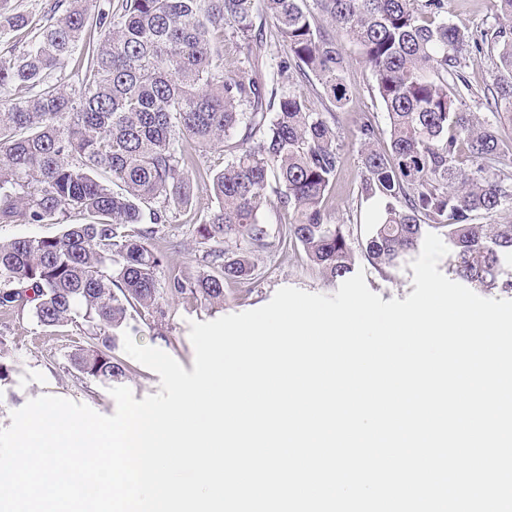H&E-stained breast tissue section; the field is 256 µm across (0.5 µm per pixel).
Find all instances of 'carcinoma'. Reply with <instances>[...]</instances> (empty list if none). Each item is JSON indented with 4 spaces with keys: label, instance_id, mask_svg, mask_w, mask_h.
<instances>
[{
    "label": "carcinoma",
    "instance_id": "cac0c4a2",
    "mask_svg": "<svg viewBox=\"0 0 512 512\" xmlns=\"http://www.w3.org/2000/svg\"><path fill=\"white\" fill-rule=\"evenodd\" d=\"M9 2L0 0V224L64 228L0 241V312L85 327L93 343L69 358L79 378L129 377L115 355L120 334L168 314L154 240L173 211L202 240L224 243L203 256L217 273H168L182 299L224 306V288L253 279L264 252L299 247L329 282L352 272L350 229L328 220L340 117L313 109L297 84L348 103L347 43L389 120L380 147L375 117L354 118L358 195L379 212L364 260L389 278L439 232L457 279L512 290V224L475 222L512 204V174L498 168L501 127L512 124V0H495L493 121L466 107L464 61L482 45L448 23L447 0H313L328 29L307 0H50L38 17ZM258 18L274 22L280 53H267ZM219 145L224 167L199 166ZM198 186L215 200L202 215ZM268 206L288 215L274 232L260 219ZM73 211L85 222L65 223Z\"/></svg>",
    "mask_w": 512,
    "mask_h": 512
}]
</instances>
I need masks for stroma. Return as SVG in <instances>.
<instances>
[{
  "label": "stroma",
  "instance_id": "obj_1",
  "mask_svg": "<svg viewBox=\"0 0 512 512\" xmlns=\"http://www.w3.org/2000/svg\"><path fill=\"white\" fill-rule=\"evenodd\" d=\"M494 0H448V21L456 27L473 33L478 39H490L495 20ZM464 74L470 81L474 95L468 98L471 111L490 117L487 101L491 97L496 66L489 52H471L466 58ZM353 96L339 108L343 137V164L336 176L332 192L331 223L348 225L351 242L364 239L375 222V206L360 201L358 196L361 168L358 144L353 136V118L359 112H371L380 130V143L389 140L387 113L378 99L371 74L360 62H353L345 74ZM156 244L165 251L169 267L192 275L205 273L202 256L206 249L195 226L184 223L182 216L170 214ZM355 270L365 273V280L372 292L383 301L405 299L414 290L410 267H403L390 278H383L364 259H357ZM283 287H295L311 293L331 295L338 286L326 282L317 271L310 269L300 257L285 258L265 255L259 261V274L248 283L230 286L224 291V305L217 308L200 302L172 304L165 319L159 321L157 330L140 327L135 332L137 344L159 348L185 370H192L194 347L189 338L190 324L194 321H212L219 317L261 307L268 303L275 292ZM0 336L4 337V353L17 368L11 382L0 383V428L9 427L12 412L22 408L30 399L54 395L83 403L103 415H113L116 402L107 387L92 380L77 379L68 363V355L76 347L87 345L88 338L81 328L69 326L50 331L26 312L12 315L0 314Z\"/></svg>",
  "mask_w": 512,
  "mask_h": 512
}]
</instances>
